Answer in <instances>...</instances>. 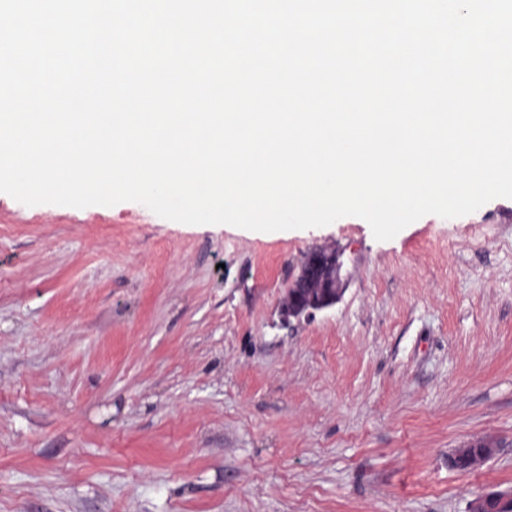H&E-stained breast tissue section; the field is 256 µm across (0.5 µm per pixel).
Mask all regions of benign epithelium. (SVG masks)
Masks as SVG:
<instances>
[{"label": "benign epithelium", "instance_id": "benign-epithelium-1", "mask_svg": "<svg viewBox=\"0 0 512 512\" xmlns=\"http://www.w3.org/2000/svg\"><path fill=\"white\" fill-rule=\"evenodd\" d=\"M342 262L334 252L313 251L301 268L300 274L288 288L282 302L286 318L310 317L315 312L336 304L342 289L340 272ZM474 450L467 455L466 469L470 470L489 460L493 446L485 441L472 443ZM473 512H512V492L491 491L473 505Z\"/></svg>", "mask_w": 512, "mask_h": 512}]
</instances>
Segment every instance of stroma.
<instances>
[{
	"instance_id": "stroma-1",
	"label": "stroma",
	"mask_w": 512,
	"mask_h": 512,
	"mask_svg": "<svg viewBox=\"0 0 512 512\" xmlns=\"http://www.w3.org/2000/svg\"><path fill=\"white\" fill-rule=\"evenodd\" d=\"M335 306L283 323L304 257ZM496 454L462 471L468 442ZM512 488V203L233 233L0 193V512H469Z\"/></svg>"
}]
</instances>
